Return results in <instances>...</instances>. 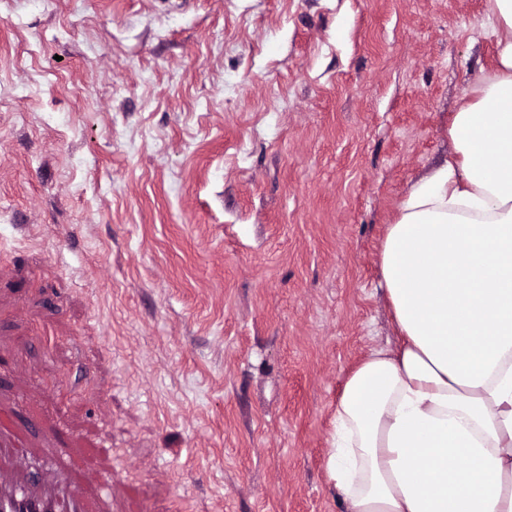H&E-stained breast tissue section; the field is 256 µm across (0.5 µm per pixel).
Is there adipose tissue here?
Listing matches in <instances>:
<instances>
[{
    "mask_svg": "<svg viewBox=\"0 0 512 512\" xmlns=\"http://www.w3.org/2000/svg\"><path fill=\"white\" fill-rule=\"evenodd\" d=\"M491 68L379 253L399 333L346 380L326 475L344 512H512V0Z\"/></svg>",
    "mask_w": 512,
    "mask_h": 512,
    "instance_id": "adipose-tissue-1",
    "label": "adipose tissue"
}]
</instances>
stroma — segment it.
<instances>
[{
    "mask_svg": "<svg viewBox=\"0 0 512 512\" xmlns=\"http://www.w3.org/2000/svg\"><path fill=\"white\" fill-rule=\"evenodd\" d=\"M485 0H0V410L87 512H342L378 255Z\"/></svg>",
    "mask_w": 512,
    "mask_h": 512,
    "instance_id": "35a3bbf8",
    "label": "stroma"
}]
</instances>
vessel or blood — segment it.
I'll return each mask as SVG.
<instances>
[{"instance_id":"obj_1","label":"vessel or blood","mask_w":512,"mask_h":512,"mask_svg":"<svg viewBox=\"0 0 512 512\" xmlns=\"http://www.w3.org/2000/svg\"><path fill=\"white\" fill-rule=\"evenodd\" d=\"M6 447L12 466L25 465L28 449L24 441L8 427L0 426V447ZM112 494V478L108 475L88 481L79 494L60 500L56 495L35 485L0 478V499L14 503L18 512H84L89 499L103 498Z\"/></svg>"}]
</instances>
